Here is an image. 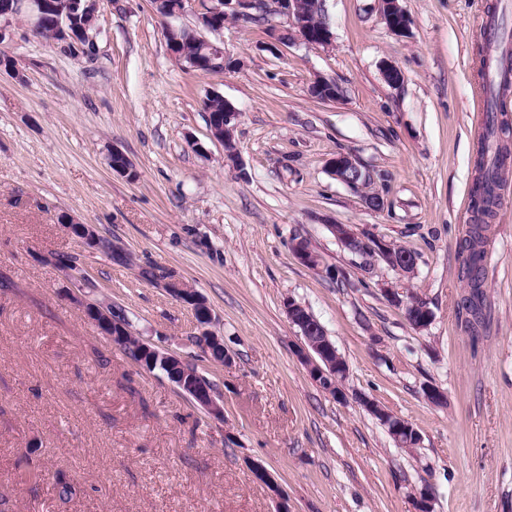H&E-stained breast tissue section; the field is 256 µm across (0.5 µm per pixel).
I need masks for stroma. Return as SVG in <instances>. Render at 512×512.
I'll list each match as a JSON object with an SVG mask.
<instances>
[{"label":"stroma","instance_id":"stroma-1","mask_svg":"<svg viewBox=\"0 0 512 512\" xmlns=\"http://www.w3.org/2000/svg\"><path fill=\"white\" fill-rule=\"evenodd\" d=\"M406 33L378 0H325L326 46L284 40V17L225 21L219 74L188 69L152 0H100L94 45L69 49L15 17L0 51V512H276L252 463L280 484L289 512H512V171L486 244L484 326L472 342L460 244L471 217L488 10L512 36V0H401ZM403 74L389 84L386 66ZM326 78L334 101L313 98ZM235 107L236 159L209 135L205 102ZM119 151L135 175L112 170ZM355 156L384 207H365L331 159ZM93 225L131 264L80 243L59 216ZM347 224L412 251L400 276L344 249ZM306 240L316 267L296 258ZM76 257L92 301L136 336L212 380L210 418L161 372H147L90 323L59 260ZM167 272L208 303L231 364L195 344L189 305L145 278ZM427 300L414 329L387 289ZM304 306L344 357L348 397L333 398L297 355L285 303ZM439 387L447 404H430ZM420 434L396 447L359 397ZM41 478L21 481L27 469ZM76 489L56 494L59 481Z\"/></svg>","mask_w":512,"mask_h":512}]
</instances>
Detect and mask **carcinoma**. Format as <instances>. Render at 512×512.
<instances>
[{
    "label": "carcinoma",
    "instance_id": "cac0c4a2",
    "mask_svg": "<svg viewBox=\"0 0 512 512\" xmlns=\"http://www.w3.org/2000/svg\"><path fill=\"white\" fill-rule=\"evenodd\" d=\"M485 48L499 55L493 60L485 59L484 75L490 76L489 110L484 124L476 165L477 174L471 187V202L474 214L473 223L461 244L463 274L470 292L465 298L467 309L473 316L480 317L485 301L483 284L485 279L484 243L500 205L498 193L503 170L512 160V128L498 114V100L512 88V51L502 47L505 43V30L499 22L497 10H492L486 25Z\"/></svg>",
    "mask_w": 512,
    "mask_h": 512
}]
</instances>
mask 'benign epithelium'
I'll list each match as a JSON object with an SVG mask.
<instances>
[{
  "mask_svg": "<svg viewBox=\"0 0 512 512\" xmlns=\"http://www.w3.org/2000/svg\"><path fill=\"white\" fill-rule=\"evenodd\" d=\"M99 0H11L6 12H0V43L8 35L11 18L22 13L29 18L33 31L37 32L45 24L52 26L56 40L71 45L83 46L90 43L89 29L94 25L95 14ZM163 5L162 15L172 16L194 8L197 23L210 32H219L224 28V21L232 16L243 23H250L258 14L266 16L277 14L286 18L292 30V36L309 46H326L331 42L332 34L324 13L312 14L307 0H155ZM380 12L389 29L401 33L407 27V18L400 5V0H378ZM171 52L180 60L188 63L192 70H202L204 74L224 72V50L204 37L191 33L196 41L202 43L199 54L189 57L184 49V40L178 37V32H169ZM311 94L320 100L330 101L339 97L338 87L326 79L313 82ZM238 112L229 103H224L222 129L210 128L211 138L224 144L227 156L234 155L230 149L233 142L234 122ZM331 173L337 180L356 189H363L370 182L368 172L361 169L357 160L350 154H339L331 163ZM60 223L65 225L70 233L92 248H100V237L92 226L77 224L65 216H60ZM330 229L336 240L350 252L361 249L370 251L390 268L401 274L411 273L416 262L406 252L394 249L391 242L374 234L359 233L347 224H332ZM297 258L312 267L319 265V257L309 243L304 239L295 241L293 246ZM391 301L404 306L407 319L413 328L423 330L434 319V313L428 302L421 297L411 296L404 299L396 289L387 290ZM181 301L191 306L198 334L196 343L204 351L212 350V346L223 345V340L210 329L213 323L211 310L202 298L190 288H181L176 294ZM286 311L290 322L300 329L302 341L297 352L307 367L311 379L318 385L325 386L332 396L338 399L346 398L345 381L348 377V367L344 358L336 351L330 340L314 338L320 323L314 317L303 314V306L294 300H288ZM87 319L97 330L117 341L119 335L113 331V322L108 305L103 302H88L84 305ZM143 350L138 364L145 370L155 366V360L164 359L175 361L178 366H187V361L165 349H161L149 341H142ZM177 390L201 407L209 416L224 419V406L217 394L201 379V373L195 372L190 378H184L175 384ZM360 404L373 416L382 421L395 445L399 448H413L411 435L416 432L412 425L394 415L377 401L364 397ZM255 479L264 484L277 500V512H289L288 499L283 494L274 477L263 467H253Z\"/></svg>",
  "mask_w": 512,
  "mask_h": 512,
  "instance_id": "1",
  "label": "benign epithelium"
}]
</instances>
